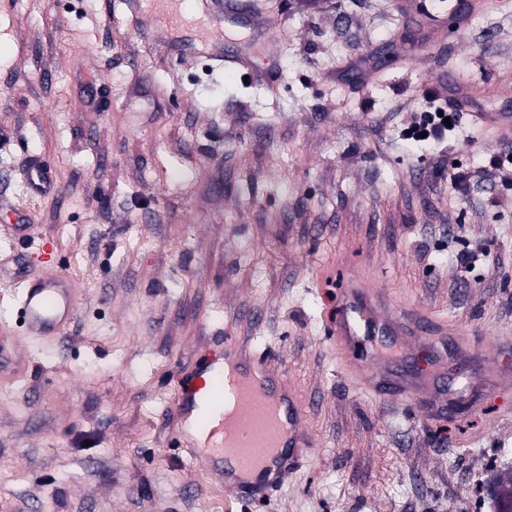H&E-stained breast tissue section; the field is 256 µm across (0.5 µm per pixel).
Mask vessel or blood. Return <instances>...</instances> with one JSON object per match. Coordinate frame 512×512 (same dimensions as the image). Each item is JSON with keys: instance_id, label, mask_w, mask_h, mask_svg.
Listing matches in <instances>:
<instances>
[{"instance_id": "1", "label": "vessel or blood", "mask_w": 512, "mask_h": 512, "mask_svg": "<svg viewBox=\"0 0 512 512\" xmlns=\"http://www.w3.org/2000/svg\"><path fill=\"white\" fill-rule=\"evenodd\" d=\"M153 31L170 36L186 20L176 0H152L149 13ZM213 61L225 70L261 79L252 63L236 53H216ZM477 123L492 125L512 136L511 112H477ZM18 314L28 335L49 339L59 336L73 320L81 294L69 277L50 274L38 278L18 277ZM388 295L359 284L349 277L329 335L347 368L365 385L388 389L400 395L429 384L433 376L420 368L410 351L418 339H429L434 351L446 348V327L428 314L399 312L380 317ZM222 366L205 365L203 372L186 380L180 393L181 412L218 414L222 438L218 444L197 443L194 451L206 462L222 461L224 487L231 492L260 495L255 477H282L293 459L287 448H312L315 438L305 426V410L287 372L268 357L244 343L224 342Z\"/></svg>"}]
</instances>
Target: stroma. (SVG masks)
I'll return each instance as SVG.
<instances>
[{"label": "stroma", "instance_id": "1", "mask_svg": "<svg viewBox=\"0 0 512 512\" xmlns=\"http://www.w3.org/2000/svg\"><path fill=\"white\" fill-rule=\"evenodd\" d=\"M196 2L215 42L281 82L249 85L191 41L172 54L126 0H0V349L19 368L0 376V512H492L512 392L451 419L363 387L327 333L344 279L317 266L351 256L393 309L467 330L444 377L466 383L481 355L512 371V173L482 175L503 145L469 118L444 142L400 135L434 79L479 64L491 90L466 110L512 113V4L448 33L411 0H252L258 41L225 37L224 0ZM439 158L473 172L467 192ZM21 271L78 283L62 336L26 335ZM228 336L286 367L317 440L258 503L226 494L178 415Z\"/></svg>", "mask_w": 512, "mask_h": 512}]
</instances>
